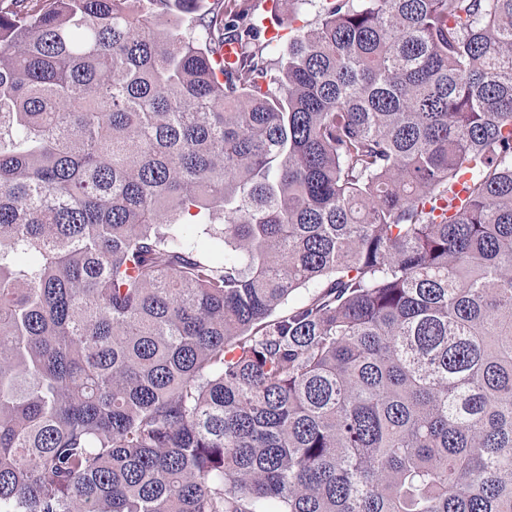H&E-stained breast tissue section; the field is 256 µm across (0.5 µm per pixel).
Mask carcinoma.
Listing matches in <instances>:
<instances>
[{
	"label": "carcinoma",
	"instance_id": "carcinoma-1",
	"mask_svg": "<svg viewBox=\"0 0 512 512\" xmlns=\"http://www.w3.org/2000/svg\"><path fill=\"white\" fill-rule=\"evenodd\" d=\"M202 2L0 8V512H512V0ZM239 4L238 8L245 9V16L248 13V17L243 21L244 23L249 22V19H258L263 23V21L268 24H273V29L280 30L284 33L283 37L279 39L278 43L280 47H285L288 43V30L286 27L278 26L272 20L271 12V1L270 0H237L236 2ZM269 11V12H268Z\"/></svg>",
	"mask_w": 512,
	"mask_h": 512
}]
</instances>
